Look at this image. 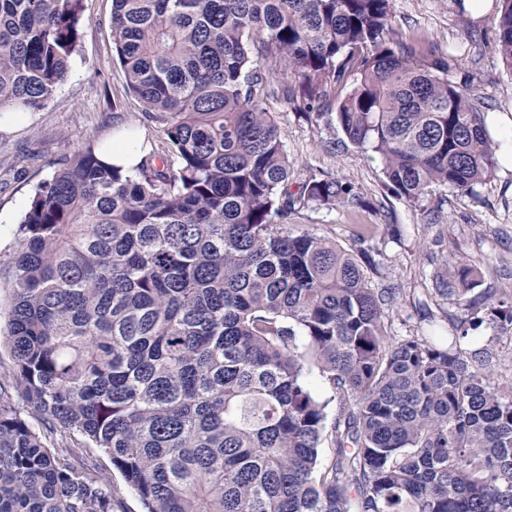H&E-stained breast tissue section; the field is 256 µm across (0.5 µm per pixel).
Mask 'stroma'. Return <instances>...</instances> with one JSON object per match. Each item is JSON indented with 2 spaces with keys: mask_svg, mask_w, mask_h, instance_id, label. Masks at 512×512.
Returning <instances> with one entry per match:
<instances>
[{
  "mask_svg": "<svg viewBox=\"0 0 512 512\" xmlns=\"http://www.w3.org/2000/svg\"><path fill=\"white\" fill-rule=\"evenodd\" d=\"M485 10L477 18L459 0H394L393 22L417 51L432 48L456 55L453 80L472 88L494 120L512 116V74L493 50L496 0H486ZM264 102L294 170L291 191L314 174L352 183L367 202L356 211L345 206L297 209L287 219L292 230L369 255L371 263L363 271L371 288L398 291L384 308L392 340L425 336L455 343L471 355L489 353L491 383H512V330L501 329L481 310L467 334H460L452 325L459 313L456 296L438 291L449 260L456 259L475 270L478 285L472 297L512 296V171L496 168L490 180L470 192L435 188L411 205L384 188L378 159L347 141L336 106L303 111L273 91ZM120 128L140 133L151 148L161 141L158 125L128 92L113 61L112 0H85L79 45L53 100L23 121L0 122V269L13 259L16 230L38 183L88 145L111 141ZM74 443L96 462L123 512H143L110 458L84 447L82 438Z\"/></svg>",
  "mask_w": 512,
  "mask_h": 512,
  "instance_id": "stroma-1",
  "label": "stroma"
}]
</instances>
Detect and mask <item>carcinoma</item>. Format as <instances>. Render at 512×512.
<instances>
[{"instance_id": "obj_1", "label": "carcinoma", "mask_w": 512, "mask_h": 512, "mask_svg": "<svg viewBox=\"0 0 512 512\" xmlns=\"http://www.w3.org/2000/svg\"><path fill=\"white\" fill-rule=\"evenodd\" d=\"M495 50L512 72V0ZM84 0H0V112L46 106ZM128 90L161 129L137 172L94 149L42 181L19 225L0 311V512H119L106 453L146 512H512V385L425 338L388 340L356 255L274 218L366 206L342 179L288 191L258 95L329 106L409 204L489 180L500 143L454 56L415 57L392 0H112ZM456 270L466 331L476 280ZM512 327V302L486 304ZM344 401L327 425L308 376ZM36 418L31 427L24 413ZM334 457L319 466L324 441ZM73 440L76 447H83L77 448V451L82 453L83 457L96 462L100 477L112 488L114 495L122 502V511L119 512H143L138 496L126 485L121 474L113 469L110 458L97 448H86V444L80 436L73 438Z\"/></svg>"}]
</instances>
